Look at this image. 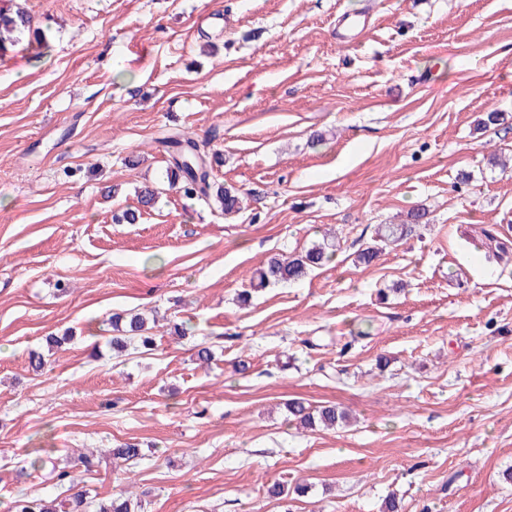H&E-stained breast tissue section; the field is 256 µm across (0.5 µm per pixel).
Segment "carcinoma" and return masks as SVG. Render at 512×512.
Segmentation results:
<instances>
[{
  "instance_id": "obj_1",
  "label": "carcinoma",
  "mask_w": 512,
  "mask_h": 512,
  "mask_svg": "<svg viewBox=\"0 0 512 512\" xmlns=\"http://www.w3.org/2000/svg\"><path fill=\"white\" fill-rule=\"evenodd\" d=\"M26 34L31 35L32 41L37 44L47 42L42 31L31 28V16L23 8L0 6V49L19 43ZM158 144L167 155L166 178L169 187L186 198H197L208 203L226 216L239 210V192L216 179V167L223 163L221 153L211 152L207 150V142L183 134L169 136L158 141ZM412 228L411 224H381L377 234L380 243L387 247L397 244L412 232ZM335 251V240L326 238L298 254L286 258L273 256L250 279L242 295H249L251 289L300 280L311 269L323 265ZM112 327L117 335L110 339L109 344L118 352L127 349L134 341L140 342L147 351L154 346L152 327L148 325V319L139 313L113 315ZM288 412L294 420L310 428L318 423L333 428L346 420V413L334 405L313 409L301 400L288 403ZM111 454L113 458L127 463L143 457L142 449L135 443L113 448ZM47 465L51 466L57 484L69 485L71 493L62 499L41 496L15 499L7 506L8 512H138L141 508V504L133 500V493L127 489L106 499L88 498L76 489L71 472L58 466L50 457H40L30 462L33 469Z\"/></svg>"
}]
</instances>
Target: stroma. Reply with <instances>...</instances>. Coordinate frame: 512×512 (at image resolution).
I'll return each instance as SVG.
<instances>
[{
	"instance_id": "stroma-1",
	"label": "stroma",
	"mask_w": 512,
	"mask_h": 512,
	"mask_svg": "<svg viewBox=\"0 0 512 512\" xmlns=\"http://www.w3.org/2000/svg\"><path fill=\"white\" fill-rule=\"evenodd\" d=\"M23 5L47 47L0 56V502L63 496L17 475L49 456L144 512H512V164L491 161H512V0ZM175 132L223 153L241 212L169 188ZM146 185L155 207L115 223ZM327 231L328 265L241 302ZM133 310L155 346L112 356ZM292 400L350 420L301 428ZM128 442L142 460L109 456ZM412 228V224L379 225L377 234L379 241L382 244L381 248L367 247L361 250L356 256L357 261L361 264H370L377 256L379 249L382 250L384 246L387 247L397 244L400 240L412 232Z\"/></svg>"
}]
</instances>
